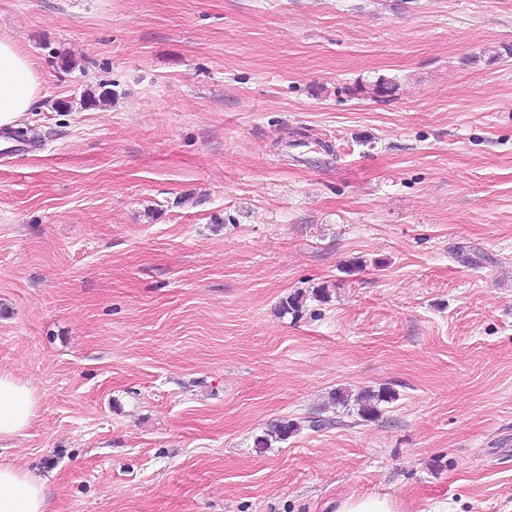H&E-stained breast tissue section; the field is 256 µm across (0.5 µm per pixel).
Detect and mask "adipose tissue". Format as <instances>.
Wrapping results in <instances>:
<instances>
[{
  "label": "adipose tissue",
  "instance_id": "obj_1",
  "mask_svg": "<svg viewBox=\"0 0 512 512\" xmlns=\"http://www.w3.org/2000/svg\"><path fill=\"white\" fill-rule=\"evenodd\" d=\"M43 78L30 56L11 37L0 36V128L18 127L41 99ZM35 388L0 368V444L20 437L36 419ZM0 512H56L44 477L0 459Z\"/></svg>",
  "mask_w": 512,
  "mask_h": 512
}]
</instances>
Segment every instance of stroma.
Returning a JSON list of instances; mask_svg holds the SVG:
<instances>
[{
  "label": "stroma",
  "mask_w": 512,
  "mask_h": 512,
  "mask_svg": "<svg viewBox=\"0 0 512 512\" xmlns=\"http://www.w3.org/2000/svg\"><path fill=\"white\" fill-rule=\"evenodd\" d=\"M1 33L44 83L0 155V367L41 397L0 456L57 512H512V0H0ZM297 430V425L288 419H282L269 425L264 436L257 438L259 448H268L273 442L286 441ZM334 512H397L394 503L386 497L348 496L336 502Z\"/></svg>",
  "instance_id": "stroma-1"
}]
</instances>
